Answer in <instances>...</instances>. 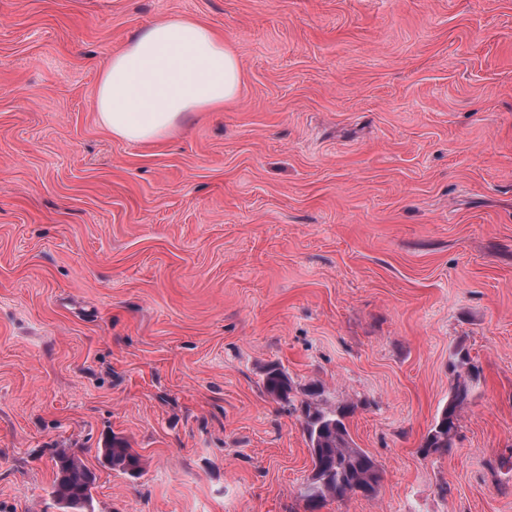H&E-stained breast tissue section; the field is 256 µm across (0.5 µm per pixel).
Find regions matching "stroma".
Wrapping results in <instances>:
<instances>
[{"label":"stroma","instance_id":"stroma-1","mask_svg":"<svg viewBox=\"0 0 512 512\" xmlns=\"http://www.w3.org/2000/svg\"><path fill=\"white\" fill-rule=\"evenodd\" d=\"M178 16L237 99L112 137L103 68ZM312 384L382 471L321 512H512V0H0V512H59L61 448L88 512H305ZM466 367L467 378L457 374L450 387L448 403L439 411L435 423L429 430L422 451L424 454L430 452L451 453L455 447L454 437L459 426V412L470 399L473 383H476L479 376V368L471 363L467 352L458 350L452 363L453 373L458 368ZM262 384L266 395L275 401H288L293 390L288 372L278 366L266 369ZM101 454L107 466L114 471L129 476L137 475L140 472V456L121 437L113 435L108 439L105 448H101ZM54 479L51 494L66 511H83L92 501L96 474L74 451L61 449L54 460Z\"/></svg>","mask_w":512,"mask_h":512}]
</instances>
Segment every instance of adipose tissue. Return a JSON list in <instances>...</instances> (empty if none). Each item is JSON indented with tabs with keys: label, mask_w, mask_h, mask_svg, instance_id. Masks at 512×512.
Returning <instances> with one entry per match:
<instances>
[{
	"label": "adipose tissue",
	"mask_w": 512,
	"mask_h": 512,
	"mask_svg": "<svg viewBox=\"0 0 512 512\" xmlns=\"http://www.w3.org/2000/svg\"><path fill=\"white\" fill-rule=\"evenodd\" d=\"M241 71L234 51L193 17L143 27L113 55L97 89L101 125L114 137L157 144L195 112H218L236 100Z\"/></svg>",
	"instance_id": "obj_1"
}]
</instances>
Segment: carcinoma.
<instances>
[{
  "mask_svg": "<svg viewBox=\"0 0 512 512\" xmlns=\"http://www.w3.org/2000/svg\"><path fill=\"white\" fill-rule=\"evenodd\" d=\"M467 369V377H456L450 387L448 403L439 411L429 430L423 453H451L459 426V412L470 399L479 368L471 363L467 353H455L453 369ZM264 392L275 401H286L293 390L288 372L278 366L266 369L262 380ZM355 411L352 404L334 410L302 402L303 427L312 462V477L304 499L308 512H320L329 500H344L353 495L372 497L379 491L382 480L376 461L352 439L346 420ZM101 454L114 471L134 476L140 472V456L128 442L117 436L107 440ZM51 494L60 507L81 512L92 501L96 474L75 452L62 449L54 460Z\"/></svg>",
  "mask_w": 512,
  "mask_h": 512,
  "instance_id": "cac0c4a2",
  "label": "carcinoma"
}]
</instances>
